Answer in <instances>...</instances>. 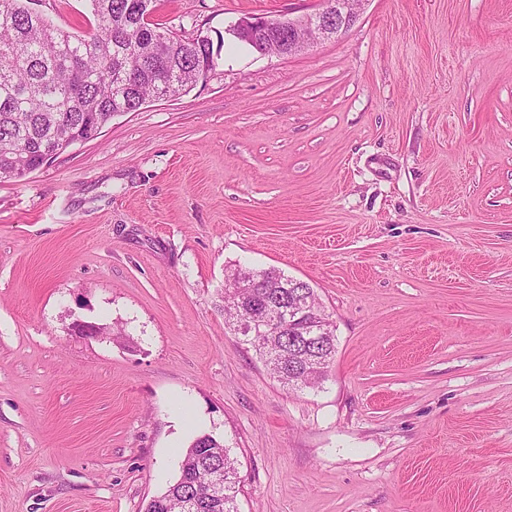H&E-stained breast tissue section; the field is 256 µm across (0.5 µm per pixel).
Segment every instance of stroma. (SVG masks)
Segmentation results:
<instances>
[{
    "label": "stroma",
    "mask_w": 512,
    "mask_h": 512,
    "mask_svg": "<svg viewBox=\"0 0 512 512\" xmlns=\"http://www.w3.org/2000/svg\"><path fill=\"white\" fill-rule=\"evenodd\" d=\"M319 7L163 0L215 70L0 182V512H144L202 433L240 512H512V0H363L280 57L230 31ZM233 264L313 286L320 387L225 325Z\"/></svg>",
    "instance_id": "35a3bbf8"
}]
</instances>
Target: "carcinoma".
Instances as JSON below:
<instances>
[{"mask_svg":"<svg viewBox=\"0 0 512 512\" xmlns=\"http://www.w3.org/2000/svg\"><path fill=\"white\" fill-rule=\"evenodd\" d=\"M93 24L85 34L55 26L29 0H0V181L22 179L56 152L65 136L106 126L123 112H136L157 91L180 95L203 76L200 57L214 52L189 48L168 29L150 21L159 0H91ZM246 282L247 288L238 284ZM272 267L224 268V306L231 324L262 317L268 303L293 308L303 298L305 315L290 325L255 324L249 345L269 373L290 388L313 387L326 377L336 353L334 326L314 288ZM318 346L302 345L317 330ZM224 480L220 496L207 495L205 478ZM239 476L228 449L210 434L194 439L179 476L153 497L145 512H239Z\"/></svg>","mask_w":512,"mask_h":512,"instance_id":"cac0c4a2","label":"carcinoma"}]
</instances>
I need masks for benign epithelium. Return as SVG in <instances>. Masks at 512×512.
<instances>
[{
    "instance_id": "7a95c632",
    "label": "benign epithelium",
    "mask_w": 512,
    "mask_h": 512,
    "mask_svg": "<svg viewBox=\"0 0 512 512\" xmlns=\"http://www.w3.org/2000/svg\"><path fill=\"white\" fill-rule=\"evenodd\" d=\"M321 8L301 18L266 19L258 15L240 18L233 34L261 56L294 54L312 38L330 39L348 30L359 16L363 0H320Z\"/></svg>"
}]
</instances>
